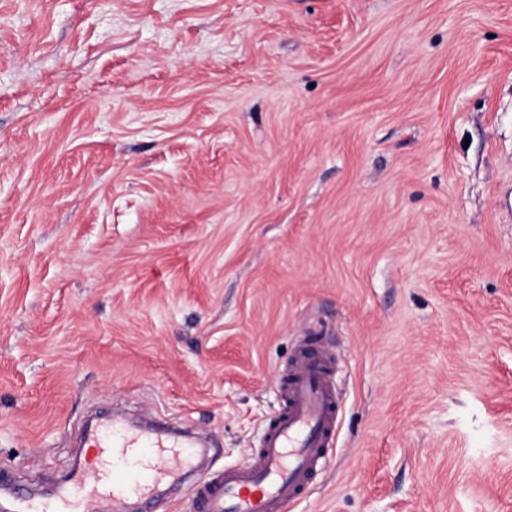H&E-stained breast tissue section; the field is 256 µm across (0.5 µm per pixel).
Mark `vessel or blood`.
I'll return each mask as SVG.
<instances>
[{
	"label": "vessel or blood",
	"instance_id": "1",
	"mask_svg": "<svg viewBox=\"0 0 512 512\" xmlns=\"http://www.w3.org/2000/svg\"><path fill=\"white\" fill-rule=\"evenodd\" d=\"M280 389V408L248 462L200 475L196 512H286L322 468L338 414L329 349L302 344ZM87 438L96 463L75 470L53 499L17 496L16 512H124L129 500L150 502L158 485L177 483L195 464L190 441L133 424L99 421Z\"/></svg>",
	"mask_w": 512,
	"mask_h": 512
}]
</instances>
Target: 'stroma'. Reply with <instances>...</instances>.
I'll use <instances>...</instances> for the list:
<instances>
[{
    "label": "stroma",
    "instance_id": "35a3bbf8",
    "mask_svg": "<svg viewBox=\"0 0 512 512\" xmlns=\"http://www.w3.org/2000/svg\"><path fill=\"white\" fill-rule=\"evenodd\" d=\"M314 337L288 512H512V0H0V472L116 405L243 465Z\"/></svg>",
    "mask_w": 512,
    "mask_h": 512
}]
</instances>
